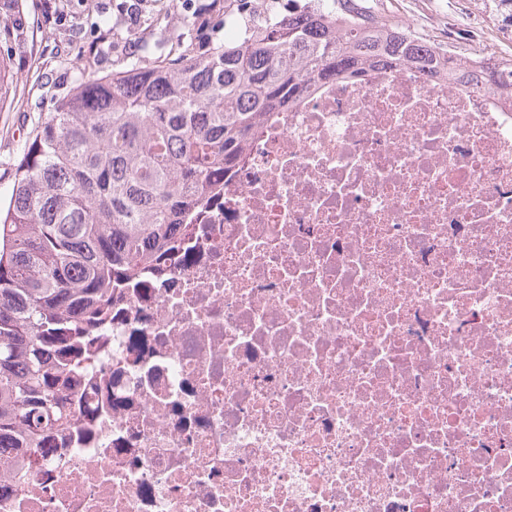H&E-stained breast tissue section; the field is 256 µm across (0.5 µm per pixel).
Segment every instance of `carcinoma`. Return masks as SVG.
<instances>
[{"mask_svg": "<svg viewBox=\"0 0 512 512\" xmlns=\"http://www.w3.org/2000/svg\"><path fill=\"white\" fill-rule=\"evenodd\" d=\"M224 0L243 34L174 60L81 72L47 113L0 207V456L39 460L75 427L71 398L86 333L111 313L112 284L138 280L174 248L177 227L224 179L268 113L330 79L417 70L512 98V57L446 51L355 0Z\"/></svg>", "mask_w": 512, "mask_h": 512, "instance_id": "carcinoma-1", "label": "carcinoma"}]
</instances>
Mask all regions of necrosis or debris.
Instances as JSON below:
<instances>
[{
    "label": "necrosis or debris",
    "mask_w": 512,
    "mask_h": 512,
    "mask_svg": "<svg viewBox=\"0 0 512 512\" xmlns=\"http://www.w3.org/2000/svg\"><path fill=\"white\" fill-rule=\"evenodd\" d=\"M82 375L0 512H512V103L389 68L270 113Z\"/></svg>",
    "instance_id": "necrosis-or-debris-1"
}]
</instances>
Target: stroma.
Wrapping results in <instances>:
<instances>
[{
    "mask_svg": "<svg viewBox=\"0 0 512 512\" xmlns=\"http://www.w3.org/2000/svg\"><path fill=\"white\" fill-rule=\"evenodd\" d=\"M124 0H0V57L9 91L0 106V202H8L24 147L79 72L123 70L142 45L170 58L184 31L223 45L224 0H144L141 16ZM391 23L440 47L512 55V0H366Z\"/></svg>",
    "mask_w": 512,
    "mask_h": 512,
    "instance_id": "1",
    "label": "stroma"
}]
</instances>
